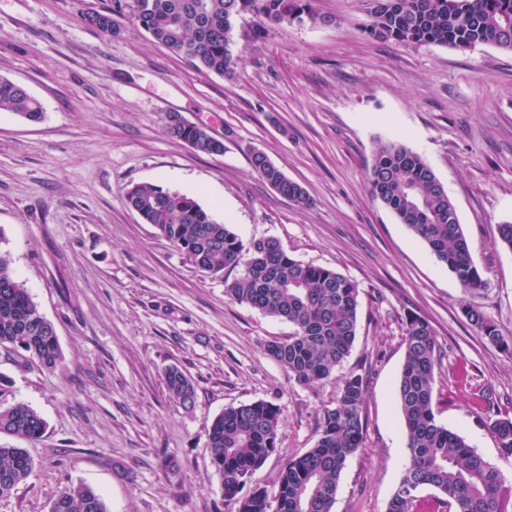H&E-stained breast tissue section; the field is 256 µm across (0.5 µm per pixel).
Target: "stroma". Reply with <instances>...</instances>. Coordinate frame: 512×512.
Masks as SVG:
<instances>
[{
  "instance_id": "1",
  "label": "stroma",
  "mask_w": 512,
  "mask_h": 512,
  "mask_svg": "<svg viewBox=\"0 0 512 512\" xmlns=\"http://www.w3.org/2000/svg\"><path fill=\"white\" fill-rule=\"evenodd\" d=\"M329 24L234 26L240 55L226 78L196 70L155 43L134 0H0V76L43 107L29 122L0 112V249L56 330L51 374L0 349V401L46 422L26 446L33 470L0 512H50L64 487L85 484L109 512H234L211 464L208 432L225 407L266 400L282 411L281 442L251 478L275 494L288 457L313 447L340 379L367 376L363 445L343 469L333 512H387L408 465L397 399L408 317L432 325L441 366L438 422L503 477L512 512V455L488 429L512 418V354L462 313L446 265L380 201L365 179L379 143L421 154L453 201L484 287L476 302L512 337V52L378 40L363 29L371 0H314ZM110 11L116 36L85 24ZM223 140L209 155L172 139L169 114ZM259 150L308 191L302 207L251 167ZM153 183L194 198L243 243L273 237L295 259L359 286L358 328L342 368L304 387L267 353L293 327L224 293L128 207ZM180 368L195 399L170 397Z\"/></svg>"
}]
</instances>
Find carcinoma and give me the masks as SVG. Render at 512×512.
<instances>
[{
    "mask_svg": "<svg viewBox=\"0 0 512 512\" xmlns=\"http://www.w3.org/2000/svg\"><path fill=\"white\" fill-rule=\"evenodd\" d=\"M377 11L365 24L381 40L410 41L466 50L491 44L512 51V0H377ZM252 13L264 23L294 24L307 15L331 22L315 10L312 0H135V18L154 42L186 58L197 70L219 76L234 74L238 54L233 28L237 17ZM86 24L116 36L120 27L109 11L84 16ZM0 112L38 121L41 103L26 88L0 77ZM167 133L193 149L224 153V142L179 115L168 117ZM253 170L281 196L308 206L311 198L289 180L265 154H251ZM367 182L381 201L473 297L483 280L470 244L459 224L456 207L424 158L401 141L377 146ZM125 201L143 221L181 251L200 271L222 276L225 292L240 304L284 319L294 326L288 338L273 340L266 351L288 380L312 387L328 380L349 357L357 331L359 287L340 273L305 264L288 255L272 237L244 246L227 224L216 222L195 200L153 183H140ZM462 313L477 331L512 354V338L499 333L473 302ZM405 353L397 395L406 433L409 463L387 512H421L418 492H437V509L448 512H503L499 499L502 476L459 434L439 424L432 403V384L439 364L434 330L428 320L406 323ZM0 347L22 350L49 371L61 354L53 324L33 303L24 283L15 277L11 258L0 251ZM169 393L182 405L192 404L195 389L179 369L165 375ZM367 376L352 372L341 379L336 405L323 411L318 438L303 454L285 461L274 498L261 488L246 490L253 473L280 445L281 409L258 400L228 406L209 431L211 463L221 480L224 501L236 512H332L340 475L362 447ZM498 447L512 454V418L489 422ZM45 422L31 407L0 403V434L28 442L44 434ZM33 460L24 448L0 446V498L31 473ZM50 512H108L99 494L86 485H72L52 501Z\"/></svg>",
    "mask_w": 512,
    "mask_h": 512,
    "instance_id": "carcinoma-1",
    "label": "carcinoma"
}]
</instances>
